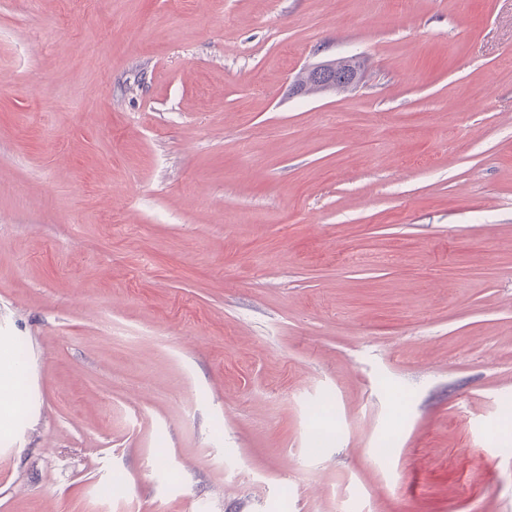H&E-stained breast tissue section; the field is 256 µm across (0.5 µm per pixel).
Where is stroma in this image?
I'll list each match as a JSON object with an SVG mask.
<instances>
[{
    "label": "stroma",
    "instance_id": "obj_1",
    "mask_svg": "<svg viewBox=\"0 0 512 512\" xmlns=\"http://www.w3.org/2000/svg\"><path fill=\"white\" fill-rule=\"evenodd\" d=\"M0 75V512H512V0H0ZM335 63L332 60L322 61L305 66L303 71L318 81L323 87L332 88L335 85H340L346 89L352 88L357 83L356 77L350 78L346 74L337 72Z\"/></svg>",
    "mask_w": 512,
    "mask_h": 512
}]
</instances>
